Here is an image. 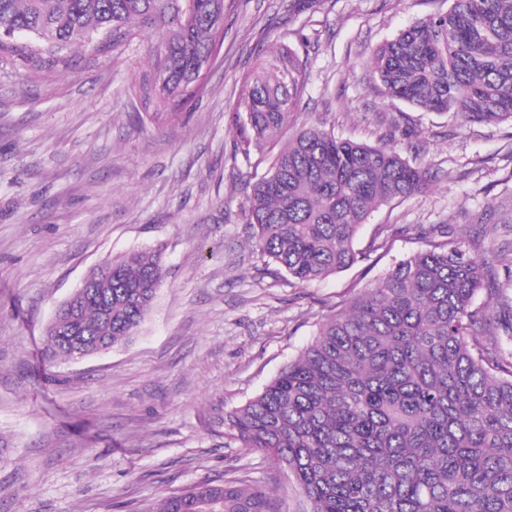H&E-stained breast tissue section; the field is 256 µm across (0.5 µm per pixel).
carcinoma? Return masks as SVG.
I'll use <instances>...</instances> for the list:
<instances>
[{
    "label": "carcinoma",
    "mask_w": 512,
    "mask_h": 512,
    "mask_svg": "<svg viewBox=\"0 0 512 512\" xmlns=\"http://www.w3.org/2000/svg\"><path fill=\"white\" fill-rule=\"evenodd\" d=\"M316 0H283L296 19ZM225 0H0V59L66 62L158 34L152 70L135 84L162 123L199 100L203 63L224 43ZM369 67L384 94L460 125L512 120V0H449L378 46ZM307 86L286 44L244 77L230 115L235 154L267 158L251 186L254 247L297 285L363 260L359 227L429 187L425 156L341 138L321 126L282 134ZM320 324L314 339L256 396L214 424L287 469L309 512H512V296L494 288L500 255L443 225ZM96 291L73 294L44 331L46 355L73 361L128 343L165 280L162 247L106 257ZM486 303L475 306L480 292ZM153 512H276L259 485L202 482Z\"/></svg>",
    "instance_id": "1"
}]
</instances>
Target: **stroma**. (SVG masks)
<instances>
[{"instance_id": "1", "label": "stroma", "mask_w": 512, "mask_h": 512, "mask_svg": "<svg viewBox=\"0 0 512 512\" xmlns=\"http://www.w3.org/2000/svg\"><path fill=\"white\" fill-rule=\"evenodd\" d=\"M226 3L204 95L161 124L131 120L146 109L132 85L150 70V32L106 57L74 49L50 70L0 61V512H148L229 477L268 484L279 512H306L285 469L212 431V410L261 392L353 288L422 248L420 227L512 247V122L459 127L384 96L366 66L448 0H318L293 21L281 0ZM278 41L307 58L292 126L432 165L426 192L361 227L368 261L303 286L250 245L251 178L228 124L243 77ZM157 244L167 275L137 335L48 360L45 328L87 271Z\"/></svg>"}]
</instances>
